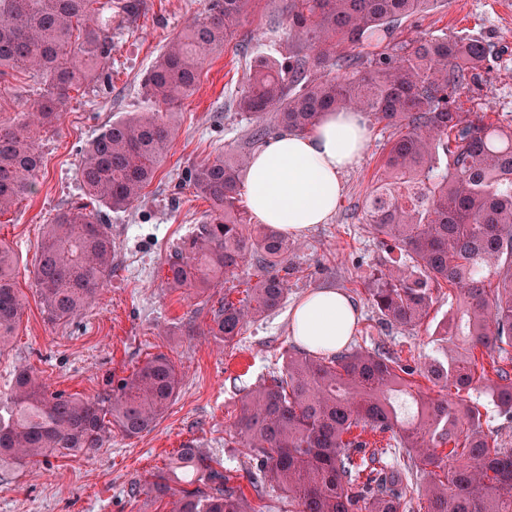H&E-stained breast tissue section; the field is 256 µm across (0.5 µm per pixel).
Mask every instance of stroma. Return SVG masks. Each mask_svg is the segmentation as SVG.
Returning a JSON list of instances; mask_svg holds the SVG:
<instances>
[{"label": "stroma", "instance_id": "1", "mask_svg": "<svg viewBox=\"0 0 512 512\" xmlns=\"http://www.w3.org/2000/svg\"><path fill=\"white\" fill-rule=\"evenodd\" d=\"M206 6L207 0H145L137 19L113 15L108 81L72 91L60 121L38 128L43 165L36 191L0 215V242L16 253L18 286L26 299L12 344L0 354V394L9 391L15 369L28 365L50 390L91 399L107 378L128 375L158 352L174 362L182 386L148 433L128 438L116 432L88 454L0 469V512H170L171 496L149 493L147 484L189 442L237 484L247 485L252 457L248 449L228 445L240 400L282 371L288 351L298 347L289 330L290 311L316 289L342 291L357 306L349 348L384 350L417 369L448 359L438 331L457 307L453 290L437 289L436 303L413 327L385 323L366 299L372 273L409 261L384 246L362 219L390 135L379 124L371 126L360 162L343 174V193L329 221L296 237L295 271L282 307L249 323L237 344L227 347L205 335L204 298L164 286L169 253L208 209L185 185L187 170L219 152L249 148L251 124L238 115L234 101L250 63L261 56L288 57L304 44L286 33L288 0H251L233 39L222 54L207 59L198 86L176 108L178 133L152 183L130 209L111 214L112 275L96 302L68 322L47 323L30 273L46 224L83 196L77 179L82 147L113 119L150 110L146 73L166 43ZM409 31L474 35L490 43V82L475 102L482 111L512 117V0H435ZM36 89L28 71L1 77L0 120L15 118Z\"/></svg>", "mask_w": 512, "mask_h": 512}]
</instances>
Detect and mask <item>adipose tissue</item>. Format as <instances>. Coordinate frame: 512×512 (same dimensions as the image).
I'll return each instance as SVG.
<instances>
[{
  "label": "adipose tissue",
  "instance_id": "obj_1",
  "mask_svg": "<svg viewBox=\"0 0 512 512\" xmlns=\"http://www.w3.org/2000/svg\"><path fill=\"white\" fill-rule=\"evenodd\" d=\"M369 136L363 113L328 112L310 135L282 133L253 156L245 187L251 212L289 237L326 223L342 194V174L360 161ZM359 312L344 293L321 289L292 311L290 331L311 351L346 346Z\"/></svg>",
  "mask_w": 512,
  "mask_h": 512
}]
</instances>
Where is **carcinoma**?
<instances>
[{"label": "carcinoma", "instance_id": "cac0c4a2", "mask_svg": "<svg viewBox=\"0 0 512 512\" xmlns=\"http://www.w3.org/2000/svg\"><path fill=\"white\" fill-rule=\"evenodd\" d=\"M251 0H208L205 12L164 46L144 87L152 111L105 126L85 147L77 177L90 203L56 212L46 225L32 282L52 323L80 315L112 275L110 212L129 209L150 185L176 133L173 108L197 87L203 64L224 50ZM435 0H291L288 35L307 48L283 60L260 57L236 97V111L255 122L250 141L282 131L308 135L326 112H362L392 129L363 221L412 265L379 271L368 301L399 326L421 322L434 287H455L458 309L445 322L448 350L467 354L433 364L432 396L411 379L415 370L379 352L320 357L288 354L284 371L242 397L235 432L256 464L251 481L275 485L297 512H403L401 474L364 475L365 442L353 431L390 433L407 456V472L423 478L426 512H512V448L483 430L473 392L486 393L512 419V374L490 377L474 349L512 347V120L491 119L468 103L481 90L489 45L465 35L399 37L409 18ZM140 0H0V77L14 69L40 85L21 118L0 121V215L35 189L42 157L35 130L67 111L70 92L103 79L112 57V13L136 15ZM349 51L338 55L336 47ZM269 121H264V118ZM249 157L222 154L193 166L185 183L209 203L205 220L167 259L165 288L188 296L224 297L210 309L207 335L231 346L244 327L285 298L292 243L251 228L238 202ZM256 269L245 296L225 284L242 267ZM17 258L0 243V352L25 312ZM182 383L159 352L94 400L52 392L20 367L0 397V466L97 450L112 429L128 438L150 431ZM453 444L448 452L441 447ZM188 443L178 467L207 490L183 488L173 512H260L241 485Z\"/></svg>", "mask_w": 512, "mask_h": 512}]
</instances>
